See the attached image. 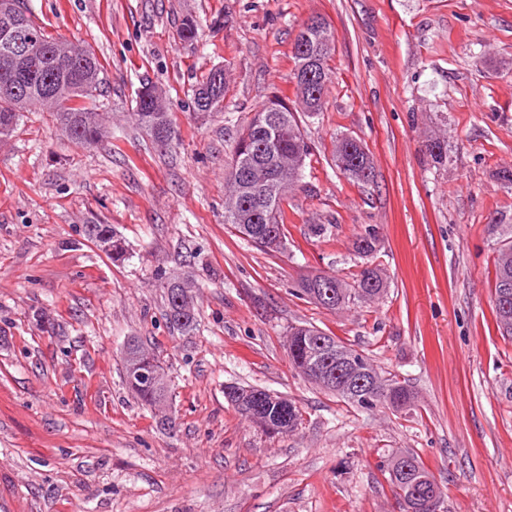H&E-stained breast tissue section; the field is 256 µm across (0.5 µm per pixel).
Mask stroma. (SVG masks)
<instances>
[{
    "label": "stroma",
    "mask_w": 512,
    "mask_h": 512,
    "mask_svg": "<svg viewBox=\"0 0 512 512\" xmlns=\"http://www.w3.org/2000/svg\"><path fill=\"white\" fill-rule=\"evenodd\" d=\"M47 32L103 66L110 134L85 147L49 113L0 138V512H403L387 463L418 453L443 512H512V339L491 306L512 237V0H24ZM334 33L322 112L304 118L310 156L288 195L286 246L265 251L224 222L235 141L272 95L296 106L292 47L304 21ZM196 19L199 35L177 29ZM226 73L224 109L193 108ZM174 139L131 117L143 81ZM361 138L374 178L356 183L333 140ZM448 142L435 163L427 137ZM110 225L112 257L85 234ZM375 237L376 251L356 241ZM377 302L323 309L311 271L367 265ZM190 273L198 324L165 320L164 284ZM307 322L364 351L415 394L363 409L291 365ZM155 352L173 429L125 386L126 343ZM254 387L298 406L268 435L224 396Z\"/></svg>",
    "instance_id": "35a3bbf8"
}]
</instances>
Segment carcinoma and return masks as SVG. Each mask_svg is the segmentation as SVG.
I'll return each instance as SVG.
<instances>
[{"mask_svg":"<svg viewBox=\"0 0 512 512\" xmlns=\"http://www.w3.org/2000/svg\"><path fill=\"white\" fill-rule=\"evenodd\" d=\"M8 10L21 20V42H11L0 36V137L9 135L16 124L18 112L48 110L56 124L73 142L91 147L108 133V116L95 109L100 92L101 65L97 58L81 45L63 43L48 34L36 23L21 0H0V11ZM332 36L328 26L322 30L297 33L293 44L295 69L293 80L296 96L303 94L301 74L306 61L301 47L320 42L322 35ZM330 52H325L313 66L320 71V81L303 111L314 114L324 107V93ZM146 93L137 95L133 112L137 124L150 133L153 140L167 146L172 141V121L162 97L151 82L142 84ZM225 73L210 70L199 81L194 93V108L198 112H220L224 109ZM425 152L436 163L447 160L448 143L430 138L425 141ZM309 156L301 122L297 112L286 106L282 98L268 100L254 112L236 142L234 159L224 192V223L256 246L278 250L284 246L286 214L284 204L288 192L302 177ZM336 167L349 179L368 182L374 177V167L361 140L352 136L336 139L333 151ZM512 282V243L504 245L495 262V283L492 310L499 331L504 322L512 321V300L504 307L500 298L501 285ZM166 321L170 328L189 334L197 325L198 311L195 303V284L192 276L183 273L171 277L165 284ZM386 291V284L377 267H365L348 282L323 272H310L298 281V293L326 310H337L354 301L367 304L378 300ZM323 341L331 364H336L337 353L354 354L370 372V379L379 384L384 395L368 391L364 396L353 397L332 383L321 389L341 397L361 408L378 406L404 409L413 403V392L394 378L379 372L371 358L347 345L312 324L290 328L288 358L294 368L307 375L309 363ZM155 359L143 344L132 339L123 356L125 385L141 404L163 411L169 402V389L163 382L153 387H142L135 378L139 366ZM263 399L252 410L248 406L234 405L245 419L262 424L269 420L276 426L286 425L293 431L299 421V410L288 398L265 390L250 389ZM389 480L395 494L401 498L407 512H420L418 506L424 494L439 489L434 475L424 466L419 455L406 450L392 457L387 466Z\"/></svg>","mask_w":512,"mask_h":512,"instance_id":"obj_1","label":"carcinoma"}]
</instances>
